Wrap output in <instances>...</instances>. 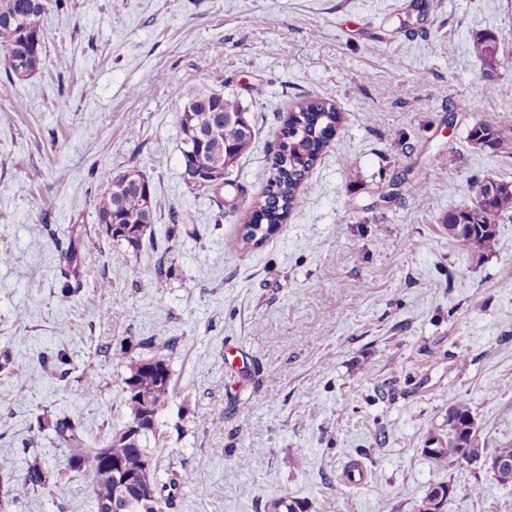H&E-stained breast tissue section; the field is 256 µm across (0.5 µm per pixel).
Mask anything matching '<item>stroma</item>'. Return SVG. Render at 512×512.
I'll list each match as a JSON object with an SVG mask.
<instances>
[{"label":"stroma","instance_id":"35a3bbf8","mask_svg":"<svg viewBox=\"0 0 512 512\" xmlns=\"http://www.w3.org/2000/svg\"><path fill=\"white\" fill-rule=\"evenodd\" d=\"M44 29L41 70L0 68V512H96L90 470L32 422L65 413L108 440L130 421V366L155 355L173 384L146 442L155 480L193 475L171 512H268L286 495L309 512H419L439 483L447 512H512V485L423 452L457 399L480 447L512 442V221L482 258L444 226L484 178L512 182V153L468 140L512 122V0H68ZM485 31L491 75L468 51ZM213 91L256 132L232 172L247 193L220 222L179 152L184 105ZM309 96L343 115L313 191L263 243L228 249ZM133 169L159 204L137 253L95 211L101 175ZM72 250L82 286L65 296ZM160 256L171 274L153 292ZM34 456L62 478L10 497ZM353 463L363 484L345 481ZM508 126L504 124L500 125H492L484 122L476 123L469 131V141L472 145L479 149H485L480 142L482 140H503L505 138L504 131ZM509 146V142L501 141V148H505Z\"/></svg>","mask_w":512,"mask_h":512}]
</instances>
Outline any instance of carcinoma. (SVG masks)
<instances>
[{"label": "carcinoma", "mask_w": 512, "mask_h": 512, "mask_svg": "<svg viewBox=\"0 0 512 512\" xmlns=\"http://www.w3.org/2000/svg\"><path fill=\"white\" fill-rule=\"evenodd\" d=\"M64 0H0V62L8 76L30 77L43 68L44 28L43 21L51 10H60ZM470 53L478 58L484 71L492 74L501 65L495 37L488 33L475 36L470 44ZM243 108L233 98L213 92L189 100L180 116V143L193 133H207L228 112H241ZM303 124V132L296 134L297 124ZM334 124L341 127L342 115L336 106L318 97H308L290 110L284 119L288 126V139L280 140L275 156L274 172L267 180L253 206V213L245 221V233L241 239L229 242V248L238 249L240 243L251 241L260 243L267 238L266 229L286 223L300 192L312 190L307 182L308 172L316 164L327 146L324 126ZM507 125L476 123L469 131V141L482 148L483 140H502ZM223 143L232 149L231 160L220 158L214 161L215 171L222 178L216 185V196H221L224 187L233 189V194L218 204L219 208L234 210L237 198L242 194L241 186L225 179L233 164L248 153L253 145L254 130H243L235 122H224L220 126ZM114 178L105 174L101 177L95 200L97 222H103L115 214L122 218L125 233L112 237V242L125 244L137 251L147 229L146 216H155L158 206L155 193L145 196L132 188L122 193L115 192ZM448 219L461 222V233L453 239L461 243L470 253L479 257L492 252L496 246V225L512 220V182H498V190L493 198L478 206L466 205L448 212ZM157 371L142 369L138 362L130 367L128 376L123 379L124 401L130 411V424L112 435L103 446H95L85 439L82 423L68 415L50 420L41 415L36 417L37 428L49 427L66 453L67 464L74 467L80 464L91 469L94 480L96 502L112 499L116 483L112 473L95 464L101 450L112 454V458L123 462L133 473L144 472V463L151 458L142 445L146 433L131 435L130 425L145 416H156L167 403L172 387L171 373L163 369L164 359L153 357ZM478 427L474 425L469 403L463 399L448 407V429L438 436V443L430 454V459L438 466L452 462L460 455L465 445L479 446ZM54 479L51 471L42 467L38 458L28 462L26 477L16 485L13 495L19 496L33 489H44ZM172 508V497L157 493L152 502L135 501L128 512H163Z\"/></svg>", "instance_id": "1"}]
</instances>
